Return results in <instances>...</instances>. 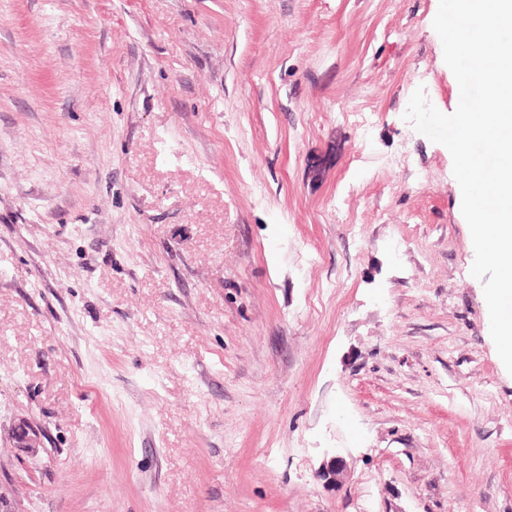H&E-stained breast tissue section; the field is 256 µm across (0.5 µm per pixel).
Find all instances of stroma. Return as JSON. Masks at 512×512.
Returning a JSON list of instances; mask_svg holds the SVG:
<instances>
[{
  "label": "stroma",
  "instance_id": "stroma-1",
  "mask_svg": "<svg viewBox=\"0 0 512 512\" xmlns=\"http://www.w3.org/2000/svg\"><path fill=\"white\" fill-rule=\"evenodd\" d=\"M438 6L0 0L17 512H512Z\"/></svg>",
  "mask_w": 512,
  "mask_h": 512
}]
</instances>
